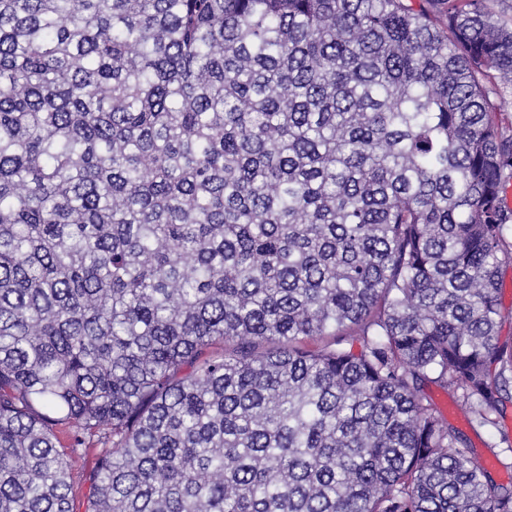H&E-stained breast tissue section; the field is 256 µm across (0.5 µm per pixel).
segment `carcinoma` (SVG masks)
Masks as SVG:
<instances>
[{
  "label": "carcinoma",
  "instance_id": "1",
  "mask_svg": "<svg viewBox=\"0 0 512 512\" xmlns=\"http://www.w3.org/2000/svg\"><path fill=\"white\" fill-rule=\"evenodd\" d=\"M498 2L0 0V512H512ZM500 299L505 318L500 327L499 339L512 342V264L503 268ZM429 394L434 402L443 411L448 418V423L462 432L468 439L469 444L474 448L477 455L487 459L492 464L491 472L494 478L500 482H507L512 477V469L507 468L512 465V448H506V444L501 443V433H506L512 438V407L508 403L505 415L497 418L496 426L479 427L471 425L456 402L461 391L452 392L431 386ZM498 456L500 462L495 460ZM87 448H83L80 454L73 457L71 461L72 473V495L77 506V512H84L85 501L89 493L87 477L96 467L101 444L97 437L86 441Z\"/></svg>",
  "mask_w": 512,
  "mask_h": 512
}]
</instances>
